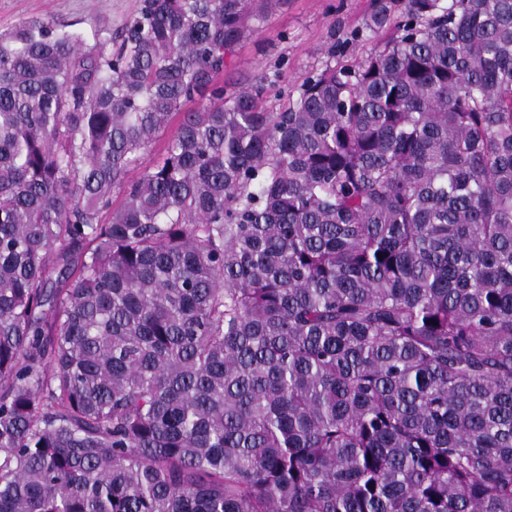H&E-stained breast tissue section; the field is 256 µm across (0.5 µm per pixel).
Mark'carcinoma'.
<instances>
[{
	"mask_svg": "<svg viewBox=\"0 0 512 512\" xmlns=\"http://www.w3.org/2000/svg\"><path fill=\"white\" fill-rule=\"evenodd\" d=\"M275 3L0 33V512H512V0L270 112Z\"/></svg>",
	"mask_w": 512,
	"mask_h": 512,
	"instance_id": "obj_1",
	"label": "carcinoma"
}]
</instances>
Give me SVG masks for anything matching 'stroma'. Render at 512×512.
Wrapping results in <instances>:
<instances>
[{"instance_id": "stroma-1", "label": "stroma", "mask_w": 512, "mask_h": 512, "mask_svg": "<svg viewBox=\"0 0 512 512\" xmlns=\"http://www.w3.org/2000/svg\"><path fill=\"white\" fill-rule=\"evenodd\" d=\"M137 5L138 0H0V32L40 17L89 36L105 35L119 30ZM374 8L375 0H282L237 46L224 70L228 90L265 74L266 103L277 107L280 92L296 89L310 72L362 57L364 44L353 35Z\"/></svg>"}]
</instances>
